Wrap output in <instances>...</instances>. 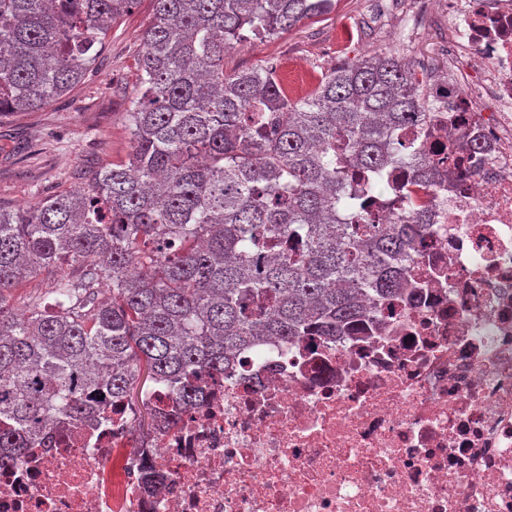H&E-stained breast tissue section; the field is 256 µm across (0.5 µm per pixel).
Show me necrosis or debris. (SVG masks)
<instances>
[{
    "label": "necrosis or debris",
    "instance_id": "obj_1",
    "mask_svg": "<svg viewBox=\"0 0 512 512\" xmlns=\"http://www.w3.org/2000/svg\"><path fill=\"white\" fill-rule=\"evenodd\" d=\"M444 9L448 73L428 131H396L438 172L416 288L349 336L273 340L137 432L90 412L0 470V512H512V0ZM168 479L150 494L146 468Z\"/></svg>",
    "mask_w": 512,
    "mask_h": 512
}]
</instances>
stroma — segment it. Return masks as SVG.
<instances>
[{
	"label": "stroma",
	"instance_id": "35a3bbf8",
	"mask_svg": "<svg viewBox=\"0 0 512 512\" xmlns=\"http://www.w3.org/2000/svg\"><path fill=\"white\" fill-rule=\"evenodd\" d=\"M394 4L338 0L329 14L273 35L248 37L224 54L231 73L279 64L294 75L299 96L309 95L317 78L338 63L364 53L397 51L407 61L440 68L437 46L424 33L406 34L392 45L387 24ZM153 19L152 0L134 9L110 30L89 79L52 104L33 112L0 117V205L16 208L43 197L86 186L90 174L123 161L130 151L127 114L140 95L136 59L141 37Z\"/></svg>",
	"mask_w": 512,
	"mask_h": 512
}]
</instances>
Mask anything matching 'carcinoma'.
<instances>
[{
    "label": "carcinoma",
    "mask_w": 512,
    "mask_h": 512,
    "mask_svg": "<svg viewBox=\"0 0 512 512\" xmlns=\"http://www.w3.org/2000/svg\"><path fill=\"white\" fill-rule=\"evenodd\" d=\"M128 113L127 158L86 187L0 206V449L17 454L107 388L135 403L204 377L272 338L344 336L404 294L396 269L427 232L418 193L435 178L399 129L435 107L401 55L366 53L293 102L273 66L224 72V53L330 13L336 0H153ZM137 0H0V116L34 112L91 73ZM407 170L409 219L366 224L353 177ZM288 241V255L275 252ZM80 273L71 276L64 264ZM53 276L54 302L19 312L7 292ZM110 296L98 299L101 287ZM164 419L151 407L140 430Z\"/></svg>",
    "instance_id": "cac0c4a2"
}]
</instances>
